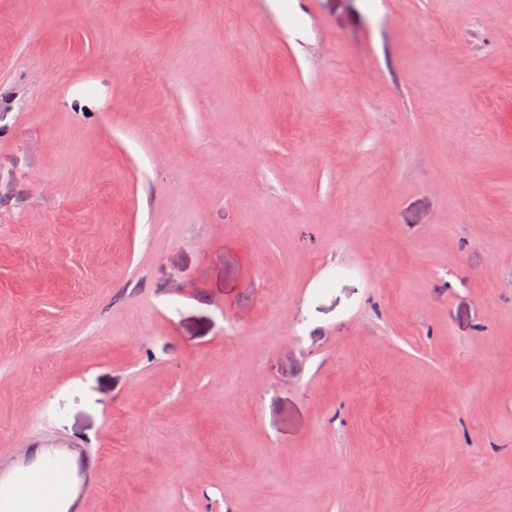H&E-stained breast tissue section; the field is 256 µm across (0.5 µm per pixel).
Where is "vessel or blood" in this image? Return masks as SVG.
I'll return each instance as SVG.
<instances>
[{
  "mask_svg": "<svg viewBox=\"0 0 512 512\" xmlns=\"http://www.w3.org/2000/svg\"><path fill=\"white\" fill-rule=\"evenodd\" d=\"M100 483V464L80 445L35 443L0 462V512H14L18 500L31 512H83V500Z\"/></svg>",
  "mask_w": 512,
  "mask_h": 512,
  "instance_id": "vessel-or-blood-1",
  "label": "vessel or blood"
}]
</instances>
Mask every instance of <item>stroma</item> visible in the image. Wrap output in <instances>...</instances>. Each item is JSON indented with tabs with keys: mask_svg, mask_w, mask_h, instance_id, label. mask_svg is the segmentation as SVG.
<instances>
[{
	"mask_svg": "<svg viewBox=\"0 0 512 512\" xmlns=\"http://www.w3.org/2000/svg\"><path fill=\"white\" fill-rule=\"evenodd\" d=\"M33 441L84 512H512V0H0Z\"/></svg>",
	"mask_w": 512,
	"mask_h": 512,
	"instance_id": "obj_1",
	"label": "stroma"
}]
</instances>
